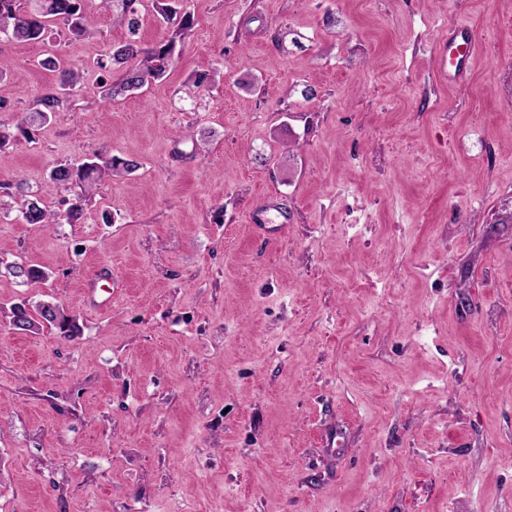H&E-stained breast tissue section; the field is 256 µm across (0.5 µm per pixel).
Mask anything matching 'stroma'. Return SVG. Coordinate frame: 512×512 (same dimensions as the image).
Masks as SVG:
<instances>
[{
    "label": "stroma",
    "mask_w": 512,
    "mask_h": 512,
    "mask_svg": "<svg viewBox=\"0 0 512 512\" xmlns=\"http://www.w3.org/2000/svg\"><path fill=\"white\" fill-rule=\"evenodd\" d=\"M177 7L169 72L113 100L100 0L0 42L5 130L45 56L84 76L0 151V262L48 274L0 273V512H512V0ZM93 153L141 167L20 221ZM50 299L80 336L11 329Z\"/></svg>",
    "instance_id": "stroma-1"
}]
</instances>
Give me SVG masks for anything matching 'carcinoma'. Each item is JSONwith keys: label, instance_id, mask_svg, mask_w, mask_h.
<instances>
[{"label": "carcinoma", "instance_id": "1", "mask_svg": "<svg viewBox=\"0 0 512 512\" xmlns=\"http://www.w3.org/2000/svg\"><path fill=\"white\" fill-rule=\"evenodd\" d=\"M27 2L29 0H0V36L13 40L43 41L48 35L49 26L58 19L67 26L66 35L70 37H83L91 30L92 20L83 12L82 0H34L32 10L25 8ZM141 2L143 0H101L104 8L114 11V17L126 26L129 34L126 42L112 45V49L96 62L97 67L105 73L101 88L104 95L111 99L130 95L162 79L171 68L176 44L185 40L191 31L189 16H178V10L173 6L176 0H154L157 15L170 24L169 36L158 45L142 46L138 38ZM41 66L51 70L60 69L59 83L51 91L40 95L34 101V107L25 113L18 125L23 134L32 126L49 122L67 98L80 91V69H61L53 58L41 62ZM139 167L140 163L133 159L107 158L96 153L77 167L56 165L48 174L46 188H76L68 209L60 215L42 206L36 198L21 210V219L26 224H70L79 218L83 206L101 182L129 175ZM10 312V325L19 332L36 334L45 327H54L64 337L79 333L76 320L67 316L63 307L56 302L40 301L33 306L23 302L12 307Z\"/></svg>", "mask_w": 512, "mask_h": 512}]
</instances>
